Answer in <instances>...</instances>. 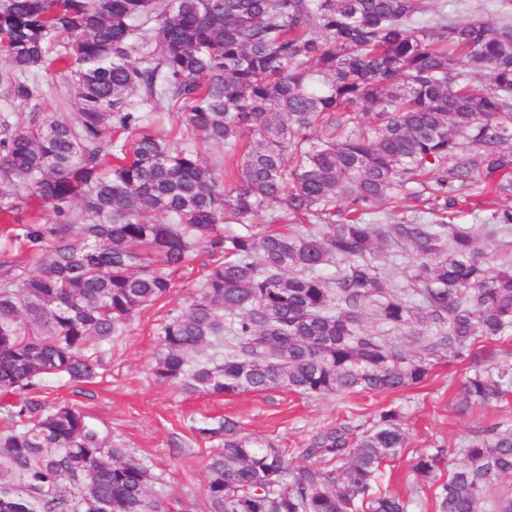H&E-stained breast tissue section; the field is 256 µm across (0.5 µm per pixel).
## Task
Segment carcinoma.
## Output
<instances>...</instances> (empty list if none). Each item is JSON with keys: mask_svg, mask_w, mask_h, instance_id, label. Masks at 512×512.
Segmentation results:
<instances>
[{"mask_svg": "<svg viewBox=\"0 0 512 512\" xmlns=\"http://www.w3.org/2000/svg\"><path fill=\"white\" fill-rule=\"evenodd\" d=\"M429 2L0 0L11 66L0 82L28 104L41 96L28 74L62 64L77 107L72 118L0 125V224L14 225L17 250L48 253L33 275L0 263V389L93 379L85 350L165 297L201 247L217 261L160 328L163 382L341 396L423 381L426 356L367 331L370 314L394 332L425 324L427 356L444 350L473 366L456 411L511 395L512 365L497 364L490 343L512 335V262L488 273L474 241L511 228L512 207L491 213V229L452 219L472 198L512 197V22L431 17ZM54 41L63 51L51 57ZM135 91L180 104L188 136L148 130ZM198 139L224 149L231 179L206 164ZM406 198L425 208L379 223ZM31 200L54 221L20 222ZM272 204L313 226L258 228ZM395 246L413 255L403 284L378 264ZM206 349L211 357L193 359ZM17 416L0 433L10 493L0 512H168L147 467L80 409ZM199 432L224 436L208 463L209 512H410V497L379 488L406 442L395 410L359 435L318 430L297 462L230 420ZM463 455L453 467L449 449L414 459L434 512H483L512 476V426L496 424Z\"/></svg>", "mask_w": 512, "mask_h": 512, "instance_id": "obj_1", "label": "carcinoma"}]
</instances>
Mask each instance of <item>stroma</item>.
<instances>
[{"mask_svg": "<svg viewBox=\"0 0 512 512\" xmlns=\"http://www.w3.org/2000/svg\"><path fill=\"white\" fill-rule=\"evenodd\" d=\"M32 77L42 95L29 104L13 100L0 83V120L16 123L34 111L43 117L73 115L75 89L68 77L44 69L34 70ZM213 262L206 250H197L175 272L166 297L142 307L122 335L95 346L98 369L92 380L48 376L38 389L9 395V402L17 410L33 403L44 410L61 404L82 410L103 434L149 468L152 488L164 494L171 512H208L206 465L222 448L223 439L203 436L200 430L227 419L237 422L241 434L273 440L294 459L323 427L346 424L363 431L380 412L398 410L407 444L396 460L384 466L379 484L400 494H414L413 512H433L430 487H413L410 464L415 457L438 447L450 448L453 462L458 463L462 460L459 450L469 440L495 424L512 425V396L465 415L453 410L469 368L445 356L432 358L430 373L422 382L395 393L305 396L275 388L223 395L190 392L158 380L159 328L182 310Z\"/></svg>", "mask_w": 512, "mask_h": 512, "instance_id": "stroma-1", "label": "stroma"}]
</instances>
